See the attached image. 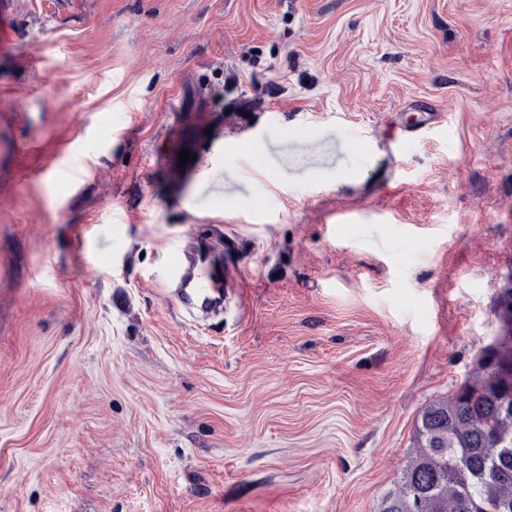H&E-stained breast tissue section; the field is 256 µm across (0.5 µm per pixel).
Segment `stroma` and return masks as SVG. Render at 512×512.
Segmentation results:
<instances>
[{"mask_svg":"<svg viewBox=\"0 0 512 512\" xmlns=\"http://www.w3.org/2000/svg\"><path fill=\"white\" fill-rule=\"evenodd\" d=\"M211 236L243 304L193 321L160 284ZM511 274L512 0L0 21V512H379ZM430 127L431 125L421 124L418 120L402 126L399 132L393 133L389 138L392 150L397 154H402L405 146L413 140L422 139Z\"/></svg>","mask_w":512,"mask_h":512,"instance_id":"1","label":"stroma"}]
</instances>
